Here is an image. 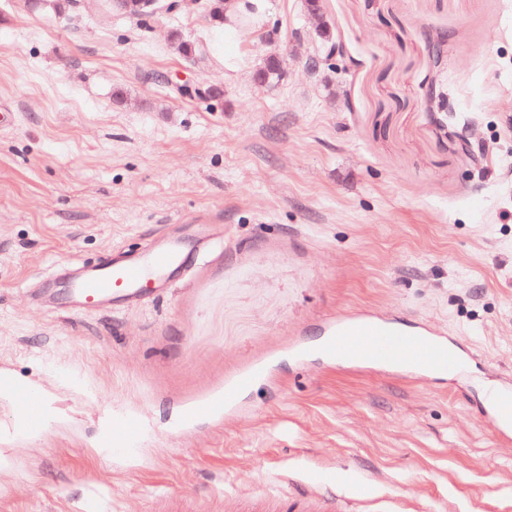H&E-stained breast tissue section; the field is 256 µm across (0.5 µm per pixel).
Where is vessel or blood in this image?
<instances>
[{"label": "vessel or blood", "mask_w": 512, "mask_h": 512, "mask_svg": "<svg viewBox=\"0 0 512 512\" xmlns=\"http://www.w3.org/2000/svg\"><path fill=\"white\" fill-rule=\"evenodd\" d=\"M181 260L178 246L153 248L135 260L96 267L86 271L73 284V291L85 311L99 309L109 298L139 293L142 286ZM320 352L327 358H340L357 366L378 364L403 367L413 375L428 373H458L466 365L472 351L461 342L448 339L444 333L416 326H392L389 318L372 312L337 317L324 331ZM251 369L225 382L223 391L195 404L192 415L220 416L232 412L240 398L250 390L259 376ZM12 402L22 418L26 431L42 427L39 415V395L30 387L17 385L12 390ZM483 423L493 436L512 434V381L501 382L491 394ZM141 432L138 420L132 416L117 419L112 434L99 438L98 447L126 450L131 448ZM235 512H344L343 500L335 485L307 489L300 496L288 498L267 492L239 496Z\"/></svg>", "instance_id": "1"}]
</instances>
